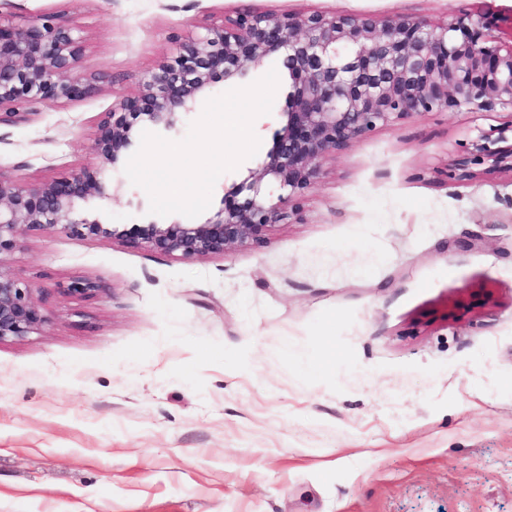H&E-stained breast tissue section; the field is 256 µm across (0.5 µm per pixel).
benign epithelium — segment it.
I'll list each match as a JSON object with an SVG mask.
<instances>
[{"label": "benign epithelium", "instance_id": "obj_1", "mask_svg": "<svg viewBox=\"0 0 512 512\" xmlns=\"http://www.w3.org/2000/svg\"><path fill=\"white\" fill-rule=\"evenodd\" d=\"M480 21L369 15H228L203 33L175 34L174 55L142 76L138 90L98 121L91 151L96 166L71 176L22 183L0 176V342L43 328L48 319L32 288L5 265L23 230L65 232L144 246L184 259L220 255L232 245L259 243L288 218L283 205L313 184L319 160L380 126L414 112L512 108V44L484 38ZM85 44L58 13L18 24L0 12V125L27 123L28 108L50 100L67 105L90 97L98 79L83 74ZM278 55L290 79L273 146L256 168L224 190L221 207L202 222H108L103 202L116 188L102 170L125 161L140 122L172 129L197 110L220 82L237 83L249 66ZM283 194L274 202L266 180ZM100 282L79 278L63 292L90 296Z\"/></svg>", "mask_w": 512, "mask_h": 512}]
</instances>
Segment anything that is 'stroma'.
I'll return each instance as SVG.
<instances>
[{"instance_id":"1","label":"stroma","mask_w":512,"mask_h":512,"mask_svg":"<svg viewBox=\"0 0 512 512\" xmlns=\"http://www.w3.org/2000/svg\"><path fill=\"white\" fill-rule=\"evenodd\" d=\"M67 15L97 93L0 127V175L93 165L102 113L176 50L251 10L481 20L512 0H9ZM253 130L268 150L288 93ZM512 111L416 112L319 162L261 246L181 259L24 233L5 262L44 328L0 341V512H512ZM105 209L140 224L124 171ZM77 277L102 291L62 292ZM320 365V374L309 365Z\"/></svg>"}]
</instances>
